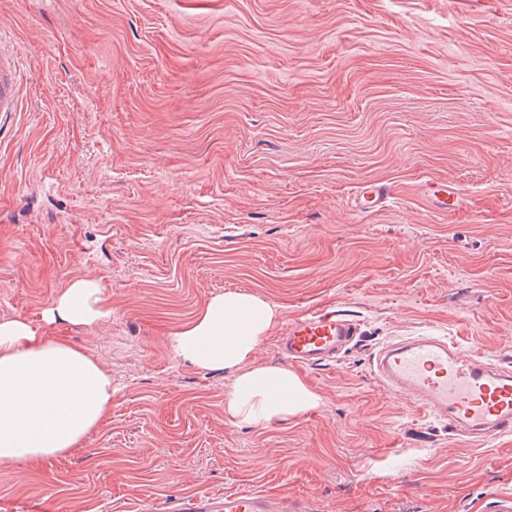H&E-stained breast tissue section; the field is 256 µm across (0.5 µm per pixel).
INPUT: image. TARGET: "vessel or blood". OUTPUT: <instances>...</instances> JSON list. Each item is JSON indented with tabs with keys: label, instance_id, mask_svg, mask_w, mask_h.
Instances as JSON below:
<instances>
[{
	"label": "vessel or blood",
	"instance_id": "1",
	"mask_svg": "<svg viewBox=\"0 0 512 512\" xmlns=\"http://www.w3.org/2000/svg\"><path fill=\"white\" fill-rule=\"evenodd\" d=\"M21 51L0 43V123L20 109ZM427 210L445 214L463 202L454 181L428 178L417 186ZM394 188L364 183L352 209L370 215L386 208ZM359 334L358 323L335 306L306 310L291 318L276 341L290 364L311 369L327 365ZM372 373L389 391L411 398L423 415L446 422L455 434L473 442L512 435V363L467 352L452 339L426 332L382 345L371 360ZM168 512H289L283 500L241 490L214 497L190 496L174 501Z\"/></svg>",
	"mask_w": 512,
	"mask_h": 512
}]
</instances>
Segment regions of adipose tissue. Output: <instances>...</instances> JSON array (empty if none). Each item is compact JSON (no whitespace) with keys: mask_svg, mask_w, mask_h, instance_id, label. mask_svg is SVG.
<instances>
[{"mask_svg":"<svg viewBox=\"0 0 512 512\" xmlns=\"http://www.w3.org/2000/svg\"><path fill=\"white\" fill-rule=\"evenodd\" d=\"M111 314L101 283L80 278L40 320L0 319V470L42 467L81 448L108 421L110 371L54 329L92 326ZM277 319L276 306L264 298L227 291L212 296L172 338V351L182 360L230 373L224 415L233 424L282 425L320 403L294 370L256 363Z\"/></svg>","mask_w":512,"mask_h":512,"instance_id":"ef3b65f1","label":"adipose tissue"}]
</instances>
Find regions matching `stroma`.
Listing matches in <instances>:
<instances>
[{
    "mask_svg": "<svg viewBox=\"0 0 512 512\" xmlns=\"http://www.w3.org/2000/svg\"><path fill=\"white\" fill-rule=\"evenodd\" d=\"M21 108L0 126V317L39 320L74 279L111 318L60 326L112 373L79 452L0 473V512H150L250 489L305 512H496L512 436L449 433L383 389L380 345L433 328L512 357V0H0ZM455 181L428 213L416 186ZM370 180L398 191L356 215ZM280 324H361L302 370L320 405L224 417L231 378L174 356L213 295ZM417 192L430 212L448 214L463 203L461 187L448 179L427 178L417 185Z\"/></svg>",
    "mask_w": 512,
    "mask_h": 512,
    "instance_id": "obj_1",
    "label": "stroma"
}]
</instances>
